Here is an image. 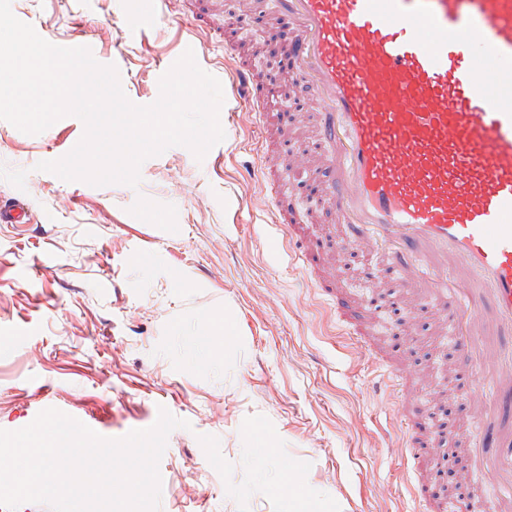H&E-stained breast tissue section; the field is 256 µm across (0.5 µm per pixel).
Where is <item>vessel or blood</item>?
Returning a JSON list of instances; mask_svg holds the SVG:
<instances>
[{
    "mask_svg": "<svg viewBox=\"0 0 512 512\" xmlns=\"http://www.w3.org/2000/svg\"><path fill=\"white\" fill-rule=\"evenodd\" d=\"M297 37L280 54L316 107L338 234L291 224L292 257L314 268L355 248L396 270L450 324L458 399L476 425L464 446L512 512V0H272ZM237 99L269 101L252 71ZM489 385L472 395L476 376Z\"/></svg>",
    "mask_w": 512,
    "mask_h": 512,
    "instance_id": "vessel-or-blood-1",
    "label": "vessel or blood"
}]
</instances>
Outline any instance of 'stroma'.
I'll return each mask as SVG.
<instances>
[{
    "instance_id": "1",
    "label": "stroma",
    "mask_w": 512,
    "mask_h": 512,
    "mask_svg": "<svg viewBox=\"0 0 512 512\" xmlns=\"http://www.w3.org/2000/svg\"><path fill=\"white\" fill-rule=\"evenodd\" d=\"M221 3L233 39L255 37L267 54L291 29L260 0ZM11 10L52 44L91 45L137 105L157 99L194 40L198 65L222 84L225 138L200 161L182 146L146 159L138 187H95L37 168L78 143L80 119L38 135L0 120V202L26 196L35 214L0 224V429L55 408L120 438L168 410L189 426L168 436L158 512H289L296 489L306 512H429L412 488L447 484L444 451L426 449L418 468L403 456L401 403L413 401L419 434L474 433L454 390L427 378L448 329L420 328L428 308L414 297L400 314L377 312L370 341L386 361L374 364L289 259L257 170L260 131L233 94L246 48L214 52L207 31L185 32L176 13L130 38L141 25L131 0H11ZM279 80L292 100L271 113L274 169L282 191L310 207L319 238L335 216L305 192L322 178L314 113L302 85ZM327 265L369 302L377 270L358 250L330 253ZM217 319L226 334H214ZM281 459L290 482L275 493Z\"/></svg>"
}]
</instances>
